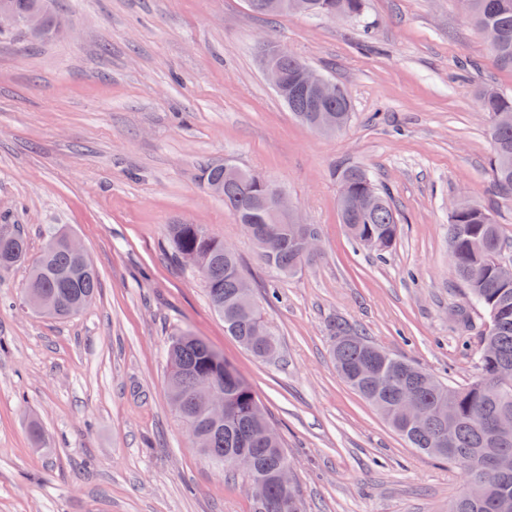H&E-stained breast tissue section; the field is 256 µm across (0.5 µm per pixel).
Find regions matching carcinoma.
Wrapping results in <instances>:
<instances>
[{
    "label": "carcinoma",
    "mask_w": 512,
    "mask_h": 512,
    "mask_svg": "<svg viewBox=\"0 0 512 512\" xmlns=\"http://www.w3.org/2000/svg\"><path fill=\"white\" fill-rule=\"evenodd\" d=\"M312 18L359 19L364 0H309ZM466 9L478 30L490 28L497 41L488 46L492 60L512 69V0H465ZM20 18L38 13L43 19L40 37L58 33L54 0H8ZM479 110L487 114V135L493 159V175L498 187L512 196V124L502 126L495 117L512 113V97L492 88L477 91ZM288 110L308 128H314L316 113L303 99L286 101ZM326 108L336 110L343 130L349 123L351 103L340 91ZM201 182L207 189L223 186L224 207L248 228L255 239L279 235L283 246L267 266L283 275H293L315 260L299 253V232L287 224H271L265 207L266 193L259 185L230 181L224 165L202 170ZM340 217L345 231L361 247L385 252L400 232L398 219L386 191L367 172L348 167L341 174ZM166 237L175 257L185 252L199 257L201 274L213 310L224 320V327L244 348L258 358H268L277 342L257 302L245 305L240 288V266L233 250L202 224H170ZM448 250L455 276L465 285L473 304L488 317L489 330L481 337L476 363L479 375L465 385H449L416 365L378 347L361 331L343 321L329 325L334 337L332 357L339 377L379 411L390 427L409 447L430 456L449 459L458 468L479 458H487L483 475L467 484L448 502V512H507L512 510V434L500 436L489 421L502 413L512 415V377H499L512 368V286L501 285L496 265L504 259L503 239L493 214L479 204L462 201L448 216ZM27 241L17 230L0 226V271L24 259ZM99 288L98 275L90 261H76L61 242L45 246L30 268L25 283V299L35 311L59 319L68 318L88 306ZM166 364L170 401L177 416L186 424L193 447L218 469L235 470L233 455H254L257 469L246 479L266 482V499L252 512H302L297 487L284 489L277 480L280 467L288 459L283 444L261 439L270 419L259 416L261 404L251 388L234 370L216 356L203 339L182 330L170 337ZM211 384L224 395V421L213 422L198 390ZM410 396L426 413L422 422L403 425L397 420V402ZM453 438L456 455L448 457V438Z\"/></svg>",
    "instance_id": "carcinoma-1"
}]
</instances>
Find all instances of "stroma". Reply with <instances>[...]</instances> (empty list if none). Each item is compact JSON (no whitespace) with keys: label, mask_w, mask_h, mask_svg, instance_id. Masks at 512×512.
Returning a JSON list of instances; mask_svg holds the SVG:
<instances>
[{"label":"stroma","mask_w":512,"mask_h":512,"mask_svg":"<svg viewBox=\"0 0 512 512\" xmlns=\"http://www.w3.org/2000/svg\"><path fill=\"white\" fill-rule=\"evenodd\" d=\"M52 40H0V225L23 263L0 275V512H251L242 475L215 469L171 407V334L205 340L273 421L304 512H447L465 477L409 448L338 377L345 320L438 380L478 375L485 319L448 259V203L490 208L512 241V197L491 171L476 92L512 95L463 0H366L359 20L269 18L245 0H57ZM345 87L340 133L302 126L264 78L266 37ZM276 180L320 254L277 276L204 166ZM387 188L400 224L384 255L340 222L339 173ZM201 224L238 255L278 341L270 359L224 331L199 276L166 240ZM84 247L99 290L59 320L25 304L51 232Z\"/></svg>","instance_id":"35a3bbf8"}]
</instances>
